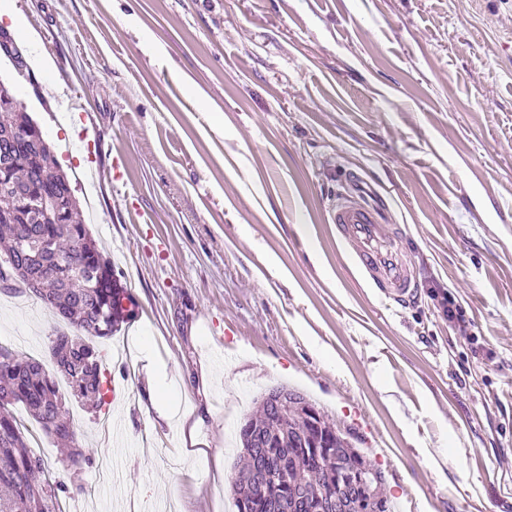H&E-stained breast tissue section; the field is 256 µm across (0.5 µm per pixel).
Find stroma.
I'll list each match as a JSON object with an SVG mask.
<instances>
[{"mask_svg":"<svg viewBox=\"0 0 512 512\" xmlns=\"http://www.w3.org/2000/svg\"><path fill=\"white\" fill-rule=\"evenodd\" d=\"M0 10L35 35L12 34L23 66L0 55V80L131 297L97 342L104 406L60 388L89 467L11 407L50 478L76 484L65 512L132 496L236 512L235 435L280 384L356 436L400 512H512V0ZM352 174L406 228L408 303L381 299L328 222ZM56 326L32 293L0 291V345L51 373Z\"/></svg>","mask_w":512,"mask_h":512,"instance_id":"35a3bbf8","label":"stroma"}]
</instances>
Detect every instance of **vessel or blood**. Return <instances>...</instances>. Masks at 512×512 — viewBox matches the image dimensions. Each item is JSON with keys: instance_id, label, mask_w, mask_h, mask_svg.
Listing matches in <instances>:
<instances>
[{"instance_id": "obj_1", "label": "vessel or blood", "mask_w": 512, "mask_h": 512, "mask_svg": "<svg viewBox=\"0 0 512 512\" xmlns=\"http://www.w3.org/2000/svg\"><path fill=\"white\" fill-rule=\"evenodd\" d=\"M329 219L351 248L358 269L382 295L396 302L414 298L416 272L402 247L403 229L393 223L388 206L370 200L360 176L348 177Z\"/></svg>"}]
</instances>
